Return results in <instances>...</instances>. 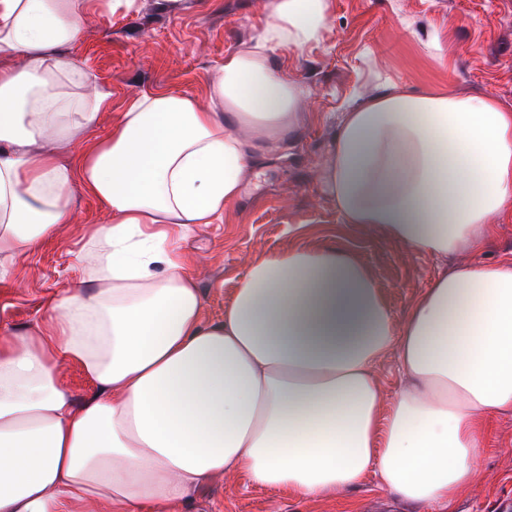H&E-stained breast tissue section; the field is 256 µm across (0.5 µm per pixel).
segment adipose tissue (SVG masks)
<instances>
[{
    "mask_svg": "<svg viewBox=\"0 0 512 512\" xmlns=\"http://www.w3.org/2000/svg\"><path fill=\"white\" fill-rule=\"evenodd\" d=\"M207 100L154 91L93 139L110 94L64 50L89 0H0V274L70 223L71 188L109 210L47 313L0 331V512H144L242 473L300 498L366 474L396 497L451 502L512 411V256L436 277L395 324L349 253L293 247L252 263L204 319L182 240L239 204L257 163L301 124L285 48L322 43L331 0H268ZM323 190L347 224L414 252L477 253L512 217V109L489 95L407 91L336 127ZM398 351L383 403L374 368ZM77 367L94 392L63 384Z\"/></svg>",
    "mask_w": 512,
    "mask_h": 512,
    "instance_id": "1",
    "label": "adipose tissue"
}]
</instances>
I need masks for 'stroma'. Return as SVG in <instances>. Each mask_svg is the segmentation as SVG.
Wrapping results in <instances>:
<instances>
[{"instance_id":"obj_1","label":"stroma","mask_w":512,"mask_h":512,"mask_svg":"<svg viewBox=\"0 0 512 512\" xmlns=\"http://www.w3.org/2000/svg\"><path fill=\"white\" fill-rule=\"evenodd\" d=\"M266 2L136 0L133 7L90 18L69 55L112 94L97 137H106L142 93L163 89L206 99L208 76L225 54L257 35L267 19ZM275 63L305 90L303 124L282 156L255 167L234 209L183 243L207 321L223 318L252 262L297 245L335 246L356 257L398 324L439 274L512 255V220L497 224L481 253L437 258L342 223L322 188L323 164L343 112L386 85L489 94L512 108V0H332L323 43L276 56ZM72 193L70 225L0 281L1 328L39 319L49 296L80 279L75 255L87 245L88 228L110 223L98 199L77 185ZM493 446L478 460L481 481L462 487L445 507L400 500L371 474L344 495L316 499L258 487L239 474L214 477L189 502L162 512H502L512 505V411L496 418Z\"/></svg>"}]
</instances>
